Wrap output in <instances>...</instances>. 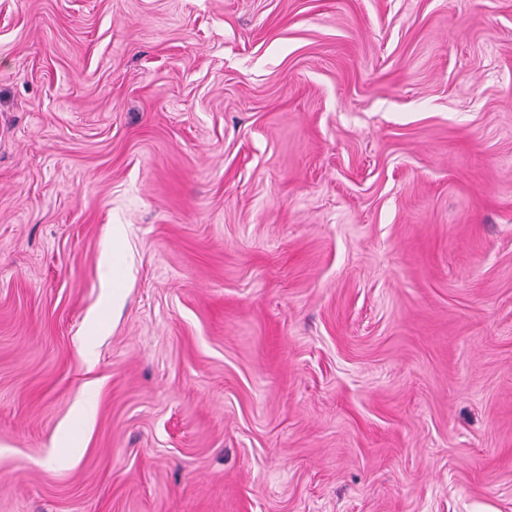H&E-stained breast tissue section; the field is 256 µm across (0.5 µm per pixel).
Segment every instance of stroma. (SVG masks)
<instances>
[{
    "mask_svg": "<svg viewBox=\"0 0 512 512\" xmlns=\"http://www.w3.org/2000/svg\"><path fill=\"white\" fill-rule=\"evenodd\" d=\"M488 507L512 0H0V512ZM124 224L112 227V310L119 307L127 288L128 267Z\"/></svg>",
    "mask_w": 512,
    "mask_h": 512,
    "instance_id": "obj_1",
    "label": "stroma"
}]
</instances>
